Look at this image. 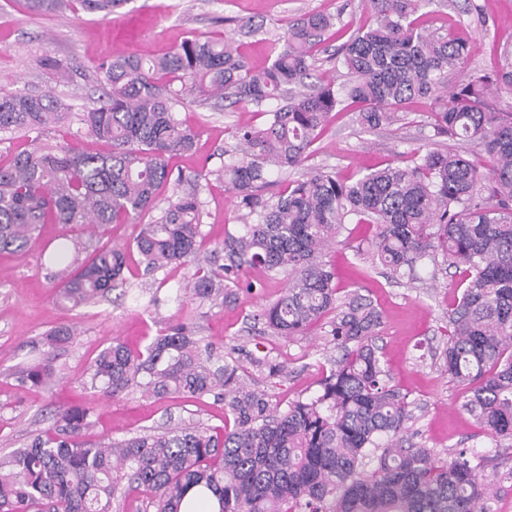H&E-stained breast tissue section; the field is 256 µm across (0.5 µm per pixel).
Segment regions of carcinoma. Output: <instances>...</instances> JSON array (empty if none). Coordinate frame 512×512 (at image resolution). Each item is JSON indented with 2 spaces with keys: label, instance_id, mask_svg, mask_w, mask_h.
Instances as JSON below:
<instances>
[{
  "label": "carcinoma",
  "instance_id": "obj_1",
  "mask_svg": "<svg viewBox=\"0 0 512 512\" xmlns=\"http://www.w3.org/2000/svg\"><path fill=\"white\" fill-rule=\"evenodd\" d=\"M128 2L24 6L110 16ZM363 2L373 21L336 48V76L326 83L306 80L335 18L310 12L271 43L261 69L241 54V41L222 35L188 39L163 58L101 61L106 91L92 107L52 89L0 94V135L40 142L0 166V252L26 249L47 223L102 229L142 218L156 208L161 186L173 189L132 247L97 248L83 262L74 249V270L55 274L62 303L78 308L106 297L132 248L149 273L194 265L186 291L200 298L224 293V276L260 267L287 278L284 295L257 314L265 327L300 336L332 312L327 336L342 352L317 394L279 413L184 326L142 349L115 338L88 367L86 388L114 398L134 390L156 399L211 396L233 416V428L174 426L91 442L82 439L90 409L56 410L54 431L0 456V512H117L122 499L140 494L154 512H185L194 488L202 498L212 494L218 512H497L502 476L489 466L498 455L461 448L442 458L408 442L410 402L391 383L376 344L381 314L356 291L338 295L321 255L347 225L369 224L365 252L393 279L412 278L428 263L463 270V291L448 309V377L467 390L463 408L488 437L512 440V116L487 103L490 86H512V50L503 49L495 74L450 89L448 73L462 68L467 46L448 28L418 23L433 0ZM187 97L250 105L267 119L236 130L237 157L224 168L176 175L169 159L192 151L197 138L175 116ZM414 100L430 103L434 129L474 145L479 159L420 146L405 165L396 157L350 179L309 168L276 199L260 194L272 170L303 166L332 113L351 110L374 130L403 121ZM64 123L111 150L52 142L50 131ZM213 175L248 213L242 230L226 232L205 254L200 191ZM221 257L226 263L216 270ZM73 335L66 326L49 331L40 359L12 370L17 384L47 386L57 351Z\"/></svg>",
  "mask_w": 512,
  "mask_h": 512
}]
</instances>
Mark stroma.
<instances>
[{
  "label": "stroma",
  "instance_id": "35a3bbf8",
  "mask_svg": "<svg viewBox=\"0 0 512 512\" xmlns=\"http://www.w3.org/2000/svg\"><path fill=\"white\" fill-rule=\"evenodd\" d=\"M475 2L480 12L465 13L433 0L422 18L426 26L447 25L469 44L462 70L448 77L452 85L497 70L502 48H512V0ZM313 10L339 15L341 24L353 29L370 22L362 0H129L120 14L109 18L82 11L36 15L22 8L19 0H0V94L41 91L51 85L41 64L50 56L71 69L62 93L88 103L101 93L102 59L161 56L190 38L231 34L243 21L265 29L264 35L244 39L242 46L250 64L260 68L268 61L266 37L284 35L289 21ZM428 112L427 103L411 104L404 123L376 130L360 128L345 113L332 117L307 164L350 177L387 163L394 154L408 155L421 144L457 148V141L435 133ZM177 116L199 133L195 152L172 161L173 167L187 173L221 168L234 150V131L265 121L264 114L250 106L224 108L194 101L179 107ZM200 198L204 248L209 251L223 241L225 232L241 229L245 210L223 181L214 178L203 183ZM137 233L134 223L112 224L100 232L80 224H45L25 251L0 252V454L46 431L50 411L85 399L92 406V426L85 437L92 441L143 435L171 422L224 426V407L210 397L181 402L146 399L137 393L118 398L101 391L87 394L83 382L89 362L116 337L140 348L170 326L186 325L191 336L211 346L214 354L234 362L241 380L264 391L280 411L314 394L328 375L338 352L325 335V325L288 339L264 332L255 322V314L279 299L286 287L285 279L259 268L240 273L238 280H226L223 295L201 299L184 291L191 267L178 265L147 274L134 260L115 296L77 309L56 301L43 255L62 237L93 248L132 242ZM372 234L369 225H351L324 260L334 268L340 291L360 290L382 315L377 344L393 384L408 395L414 442L443 453L489 446L479 425L461 411L465 389L449 378L442 358L448 310L457 298L455 285L461 273H441L426 284L394 283L374 270L370 260L355 254ZM62 324L76 334L60 352L54 383L39 389L18 386L10 369L38 359L43 336ZM268 360L283 365V372L269 375L264 366Z\"/></svg>",
  "mask_w": 512,
  "mask_h": 512
}]
</instances>
